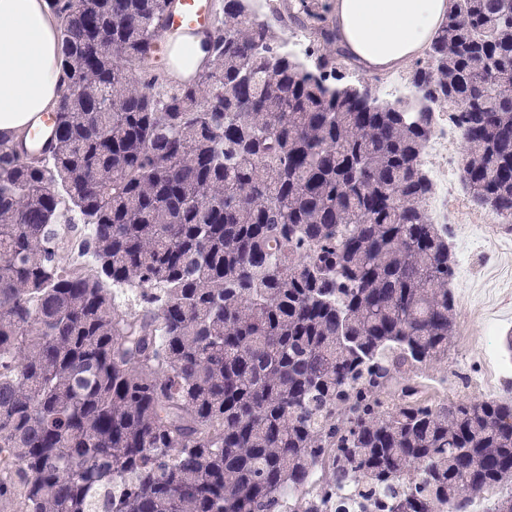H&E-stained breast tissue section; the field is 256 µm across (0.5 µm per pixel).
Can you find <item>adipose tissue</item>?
<instances>
[{"mask_svg": "<svg viewBox=\"0 0 512 512\" xmlns=\"http://www.w3.org/2000/svg\"><path fill=\"white\" fill-rule=\"evenodd\" d=\"M451 0H334L336 48L368 73L399 69L433 40ZM61 89L45 0H0V138L23 132Z\"/></svg>", "mask_w": 512, "mask_h": 512, "instance_id": "1", "label": "adipose tissue"}]
</instances>
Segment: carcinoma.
I'll return each instance as SVG.
<instances>
[{
	"instance_id": "cac0c4a2",
	"label": "carcinoma",
	"mask_w": 512,
	"mask_h": 512,
	"mask_svg": "<svg viewBox=\"0 0 512 512\" xmlns=\"http://www.w3.org/2000/svg\"><path fill=\"white\" fill-rule=\"evenodd\" d=\"M170 0H47L63 86L0 139V499L24 512H512V397L438 400L456 305L420 159L433 112L345 89L324 46L224 0L175 84ZM410 82L512 219V0H452ZM76 254L59 266L64 247ZM139 291L127 312L116 289ZM324 471L322 495L312 473Z\"/></svg>"
}]
</instances>
